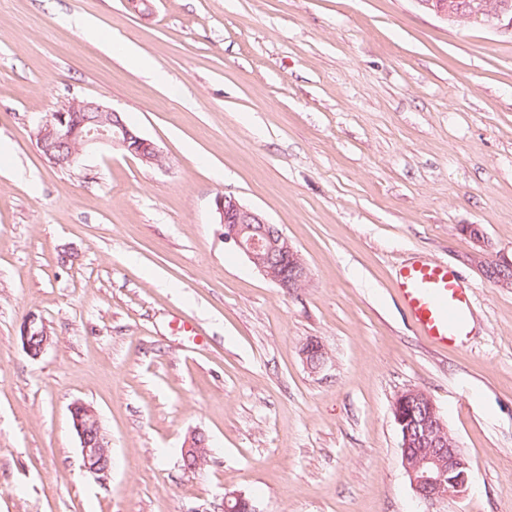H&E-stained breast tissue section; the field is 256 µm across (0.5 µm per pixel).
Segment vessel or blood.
Instances as JSON below:
<instances>
[{"instance_id": "vessel-or-blood-1", "label": "vessel or blood", "mask_w": 512, "mask_h": 512, "mask_svg": "<svg viewBox=\"0 0 512 512\" xmlns=\"http://www.w3.org/2000/svg\"><path fill=\"white\" fill-rule=\"evenodd\" d=\"M397 292L416 329L431 343L448 347L467 338L471 296L447 264L422 262L402 267Z\"/></svg>"}]
</instances>
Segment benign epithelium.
Instances as JSON below:
<instances>
[{
	"instance_id": "benign-epithelium-1",
	"label": "benign epithelium",
	"mask_w": 512,
	"mask_h": 512,
	"mask_svg": "<svg viewBox=\"0 0 512 512\" xmlns=\"http://www.w3.org/2000/svg\"><path fill=\"white\" fill-rule=\"evenodd\" d=\"M418 7L447 22L478 23L492 29L512 30V0H414ZM34 138L46 160L55 167H76L83 154L107 146L130 154L146 165L160 166L162 151L151 139L132 131L119 113L99 102L77 100L68 107L40 119ZM216 223L224 227V243L240 251L250 265L267 280L293 291L305 286L308 268L288 238L259 211L233 194L215 198ZM474 263L492 274L503 288H512V263L496 262L481 251L472 255ZM23 348L39 357L51 343V336L38 318L30 315L21 327ZM300 355L313 372L326 363V352L317 340L302 344ZM85 469L101 478L112 471V451L97 413L81 401L69 408ZM392 414L400 434L401 464L415 496L433 504L455 497L471 481L470 461L448 433L434 401L425 392L407 388L395 397ZM210 455L206 440L192 432L183 446V456L196 469ZM223 512H258L241 493L224 496Z\"/></svg>"
}]
</instances>
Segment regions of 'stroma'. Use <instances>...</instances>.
<instances>
[{
  "instance_id": "obj_1",
  "label": "stroma",
  "mask_w": 512,
  "mask_h": 512,
  "mask_svg": "<svg viewBox=\"0 0 512 512\" xmlns=\"http://www.w3.org/2000/svg\"><path fill=\"white\" fill-rule=\"evenodd\" d=\"M76 99L122 113L163 167L109 148L49 164L34 122ZM224 192L283 230L305 287L225 244ZM471 224L512 261V33L414 0H0V512H221L233 492L259 512H512V288L469 262ZM414 260L473 289L464 345L417 333L396 290ZM31 315L52 338L36 358ZM407 388L470 460L459 497L410 487ZM193 432L212 450L195 472ZM21 341L27 354L36 358L50 345L51 336L42 322H38V318L31 315L21 327ZM300 355L306 366L314 372L319 371L326 363V352L317 340H308L303 343ZM69 412L85 469L97 478L107 476L112 471V451L97 413L81 401L73 402Z\"/></svg>"
}]
</instances>
